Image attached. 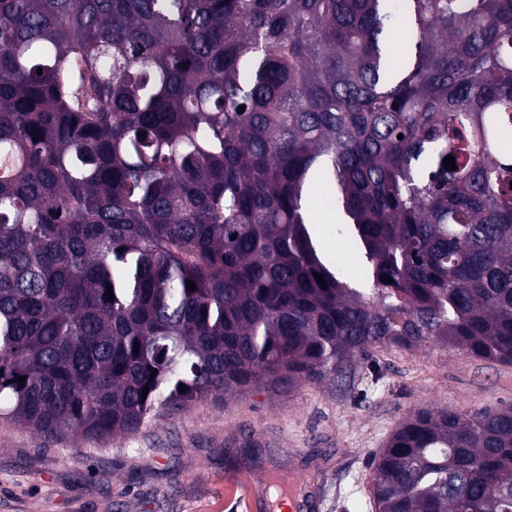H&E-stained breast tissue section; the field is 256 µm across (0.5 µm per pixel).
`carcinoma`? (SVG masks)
<instances>
[{
    "instance_id": "carcinoma-1",
    "label": "carcinoma",
    "mask_w": 512,
    "mask_h": 512,
    "mask_svg": "<svg viewBox=\"0 0 512 512\" xmlns=\"http://www.w3.org/2000/svg\"><path fill=\"white\" fill-rule=\"evenodd\" d=\"M428 341L512 364V0H0L1 420L112 438ZM371 470L375 512H508L512 406ZM315 223L320 224L325 247L333 254L344 268L347 277L352 281L364 278V270L355 257L344 247L341 241H336V212L333 211L329 201L319 196L315 199Z\"/></svg>"
}]
</instances>
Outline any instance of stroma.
<instances>
[{"instance_id": "35a3bbf8", "label": "stroma", "mask_w": 512, "mask_h": 512, "mask_svg": "<svg viewBox=\"0 0 512 512\" xmlns=\"http://www.w3.org/2000/svg\"><path fill=\"white\" fill-rule=\"evenodd\" d=\"M314 207L325 247L363 279L328 200ZM355 364L344 378L199 401L107 439L48 441L0 420V512H375L370 457L406 417L512 405V364L440 342L379 348ZM251 442L262 462L241 457Z\"/></svg>"}]
</instances>
